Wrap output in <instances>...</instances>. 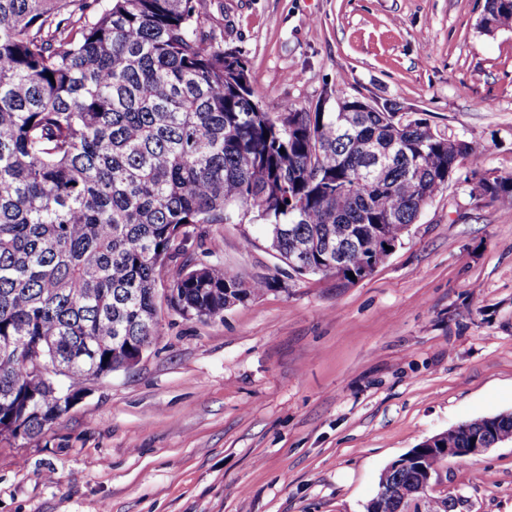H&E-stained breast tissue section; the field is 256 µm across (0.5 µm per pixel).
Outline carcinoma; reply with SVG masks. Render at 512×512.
<instances>
[{
    "label": "carcinoma",
    "mask_w": 512,
    "mask_h": 512,
    "mask_svg": "<svg viewBox=\"0 0 512 512\" xmlns=\"http://www.w3.org/2000/svg\"><path fill=\"white\" fill-rule=\"evenodd\" d=\"M202 0H0V425L34 438L67 411L31 371L68 369L77 398L161 335L169 305L200 321L280 285L211 262L210 224L259 223L283 263L347 283L379 263L474 141L448 142L424 114L340 96L298 110L256 100L240 54L203 27ZM512 23L486 0L481 28ZM471 196L512 211V176L474 172ZM354 274L349 278L348 274ZM512 441V414L421 443L385 468L372 512H450L419 487L446 448Z\"/></svg>",
    "instance_id": "obj_1"
}]
</instances>
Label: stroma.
Listing matches in <instances>:
<instances>
[{"label":"stroma","mask_w":512,"mask_h":512,"mask_svg":"<svg viewBox=\"0 0 512 512\" xmlns=\"http://www.w3.org/2000/svg\"><path fill=\"white\" fill-rule=\"evenodd\" d=\"M485 0H206L260 98L393 101L478 142L367 277H282L200 321L164 307L133 367L90 381L32 439L0 436V512H365L392 461L512 413V213L470 195L512 175V27ZM212 261L274 274L256 224H213ZM455 512H512V442L449 461ZM484 12L481 28L486 32L497 29L493 25L496 22H499V27L507 26L512 20V0H486Z\"/></svg>","instance_id":"obj_1"}]
</instances>
